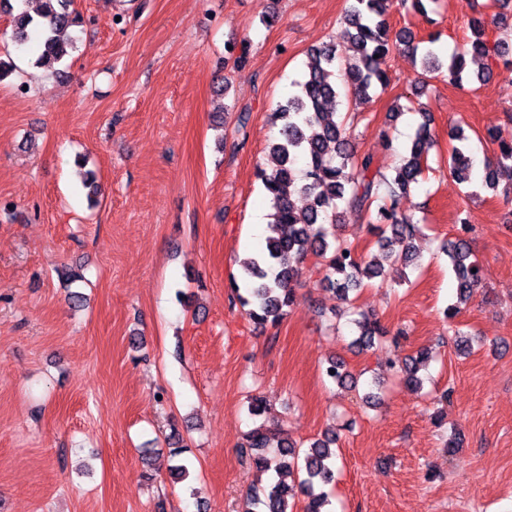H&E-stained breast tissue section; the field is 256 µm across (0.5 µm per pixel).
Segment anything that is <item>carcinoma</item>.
<instances>
[{"label": "carcinoma", "instance_id": "1", "mask_svg": "<svg viewBox=\"0 0 512 512\" xmlns=\"http://www.w3.org/2000/svg\"><path fill=\"white\" fill-rule=\"evenodd\" d=\"M387 0H352L336 39L310 49L307 72L296 83V91L274 112L279 122L278 134L269 145L273 159L270 169L258 176L271 198L272 223L280 227L276 237L267 240L264 249L239 262V280L231 282L236 299L248 319L265 328L283 321L296 304L294 284L308 255L322 258L319 287L350 300L376 278L384 277L386 267L401 262L411 265L417 256L411 242L422 228L413 216L401 209V200L420 182L428 168L427 154L433 143L431 117L421 111L423 121L400 155L393 174L386 176L377 167L373 155L360 153L353 135L339 113L325 111L330 101L351 93L362 98L385 88L389 77L382 65L394 51L404 48L421 53L422 70L439 73L442 62L435 39L420 46L407 30L393 31L384 17ZM498 12L480 16L470 22L472 38L466 46L449 56L448 80L462 84L467 76V57L493 55L512 65V44L490 43L487 30L501 23L512 0H493ZM0 9L12 16L11 40L17 47L31 39L38 42L35 64L52 67L75 48L73 29L83 23L74 8V0H42L41 11L31 15L15 9L11 0H0ZM452 146L449 169L461 183L471 182L472 162L466 155L469 137L461 127L448 132ZM489 139L498 145L496 158L484 168L483 184L496 189L505 183L504 194L512 197V134L502 129L488 130ZM307 200L305 209L296 205L295 195ZM360 216L371 224L377 236L379 252L360 255L347 239L336 233L344 213ZM463 226L462 233L448 241V263L457 281L458 303L449 306L445 315L454 317L460 304L472 300L481 282V266L470 249ZM356 336L351 346L369 350L375 343L390 338L391 348L385 355V369L398 375L413 391L423 388L419 376L427 354L401 355L402 332L391 333L375 316L359 311L352 319ZM323 376L345 387L355 383L345 361L329 357L322 364ZM336 434L327 433L301 451L298 445L279 437L276 429L262 423L251 429L242 445L249 465L270 474L262 487L249 489L242 512H293L297 494L306 498L304 512H325L330 505L321 487L335 477ZM299 473L295 485L285 483L283 475Z\"/></svg>", "mask_w": 512, "mask_h": 512}]
</instances>
